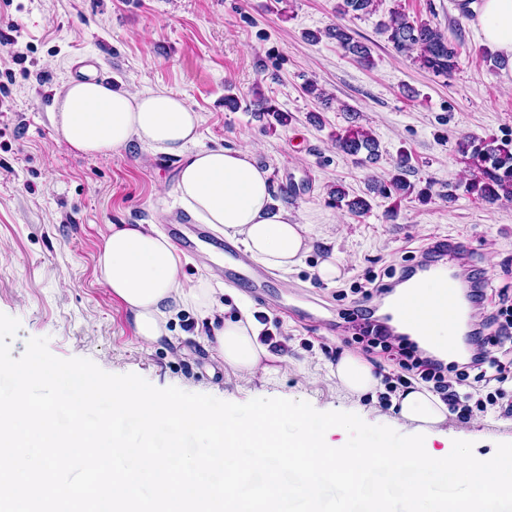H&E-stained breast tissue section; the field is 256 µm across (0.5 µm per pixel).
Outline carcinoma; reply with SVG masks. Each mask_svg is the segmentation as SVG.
I'll return each mask as SVG.
<instances>
[{
    "instance_id": "carcinoma-1",
    "label": "carcinoma",
    "mask_w": 512,
    "mask_h": 512,
    "mask_svg": "<svg viewBox=\"0 0 512 512\" xmlns=\"http://www.w3.org/2000/svg\"><path fill=\"white\" fill-rule=\"evenodd\" d=\"M374 0H343L339 13L343 16L366 14L371 11ZM389 40L398 51L416 52L420 67L436 76L445 78L457 68L460 44L451 41L430 21L409 20L405 13L393 10L384 24ZM328 36L368 66L371 53L368 46L354 40L349 28L337 24L328 29ZM336 147L344 154L353 157L358 163L374 162L378 158L379 145L372 134L359 126L352 125L335 136ZM458 152L469 157L473 174L465 184V192L474 200L488 205L500 201H512V142L495 138L483 139L467 137L458 143ZM408 157L403 154L397 163L396 173L390 179H370L368 191L383 196L393 193L406 198L416 195L418 201L428 202L431 198V183L421 189L405 177ZM328 205L362 216L370 210V203L361 196L349 197L341 187L329 194Z\"/></svg>"
}]
</instances>
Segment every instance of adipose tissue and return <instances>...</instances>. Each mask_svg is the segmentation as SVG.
Instances as JSON below:
<instances>
[{
    "mask_svg": "<svg viewBox=\"0 0 512 512\" xmlns=\"http://www.w3.org/2000/svg\"><path fill=\"white\" fill-rule=\"evenodd\" d=\"M471 22L495 50L512 55V0H469ZM53 120L70 147L106 154L137 142L153 153L184 157L176 192L189 216L240 242L267 268L288 270L309 249L305 225L276 207L269 173L251 150L221 147L189 152L200 117L185 100L163 89L123 91L96 79L74 80L63 92ZM100 279L132 317L143 343L166 336L167 322L187 307L207 318L206 342L235 372L257 371L267 353L247 312L225 316L210 288H188L180 279L181 257L165 234L142 224L112 227L97 258ZM336 378L362 396L379 379L361 355L345 353Z\"/></svg>",
    "mask_w": 512,
    "mask_h": 512,
    "instance_id": "ef3b65f1",
    "label": "adipose tissue"
}]
</instances>
